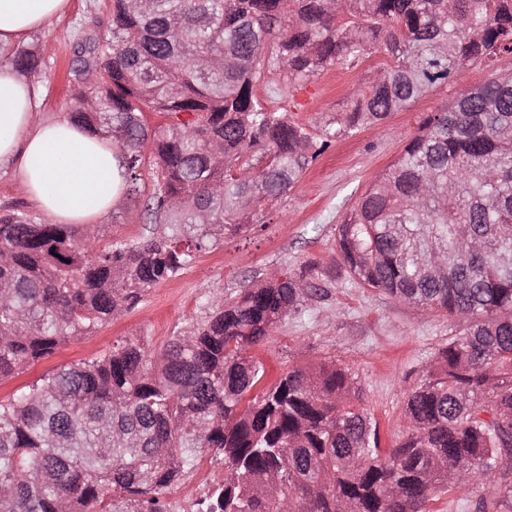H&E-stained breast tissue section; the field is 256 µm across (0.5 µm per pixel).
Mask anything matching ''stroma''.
<instances>
[{"instance_id":"stroma-1","label":"stroma","mask_w":512,"mask_h":512,"mask_svg":"<svg viewBox=\"0 0 512 512\" xmlns=\"http://www.w3.org/2000/svg\"><path fill=\"white\" fill-rule=\"evenodd\" d=\"M108 15L109 0H69L64 14L24 40V47L42 58L41 70L32 76L40 119L68 116L72 90L67 72L78 39L105 30ZM389 64V57L379 51L352 69L331 67L295 83L267 66L252 92L267 106L287 107L318 138L336 113L360 98L370 78ZM495 71L512 72V55L499 57L490 67L467 65L453 81L434 87L381 123L332 139L286 195L258 212L253 227L225 237L223 245L198 256L179 276L154 288L136 309L93 336L62 345L21 375L0 380V400L61 365L96 357L125 340L141 341L151 351L160 349L181 328L203 320L216 295L229 300L272 274L296 276L310 266L316 295L305 298L301 311L288 315L267 341L249 350L265 365L262 384H275L295 366L333 361L349 368L360 389L361 407L379 425L382 447H393L406 426L408 394L461 323L445 312L402 304L360 286L342 267L336 227L368 185L397 160L429 115L450 106L464 89L484 83ZM141 209V199L123 196L95 226L100 245L138 240L145 228ZM223 477L220 459L204 454L194 471L167 489L166 497L172 505H181Z\"/></svg>"}]
</instances>
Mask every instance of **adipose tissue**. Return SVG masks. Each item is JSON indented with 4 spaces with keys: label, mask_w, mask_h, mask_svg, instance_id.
Listing matches in <instances>:
<instances>
[{
    "label": "adipose tissue",
    "mask_w": 512,
    "mask_h": 512,
    "mask_svg": "<svg viewBox=\"0 0 512 512\" xmlns=\"http://www.w3.org/2000/svg\"><path fill=\"white\" fill-rule=\"evenodd\" d=\"M68 0H0V45L48 27ZM31 80L0 63V164L13 166L23 192L57 224H95L124 193L111 139L69 119H38Z\"/></svg>",
    "instance_id": "obj_1"
}]
</instances>
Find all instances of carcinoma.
Returning a JSON list of instances; mask_svg holds the SVG:
<instances>
[{
  "mask_svg": "<svg viewBox=\"0 0 512 512\" xmlns=\"http://www.w3.org/2000/svg\"><path fill=\"white\" fill-rule=\"evenodd\" d=\"M349 19L340 24L341 11ZM375 49L389 68L322 140L253 96L267 64L291 83ZM512 54V0H112L69 71L73 122L119 146L147 234L97 245L93 224L0 208V379L135 308L196 255L289 191L329 139L378 123ZM6 60L40 70L33 51ZM146 112L166 122L148 131ZM346 271L402 303L465 321L377 423L336 363L265 370L247 349L311 294L304 276L223 296L160 351L138 342L63 366L0 401V512H170L166 490L211 451L224 480L198 512H432L481 483L512 498V73L429 116L338 227Z\"/></svg>",
  "mask_w": 512,
  "mask_h": 512,
  "instance_id": "carcinoma-1",
  "label": "carcinoma"
}]
</instances>
